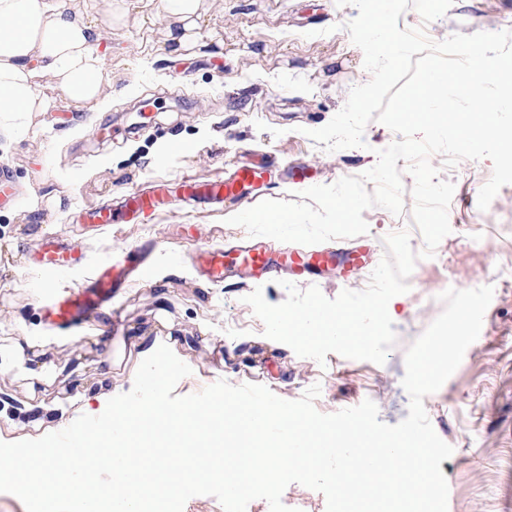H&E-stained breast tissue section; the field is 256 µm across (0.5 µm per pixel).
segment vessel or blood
<instances>
[{
    "mask_svg": "<svg viewBox=\"0 0 512 512\" xmlns=\"http://www.w3.org/2000/svg\"><path fill=\"white\" fill-rule=\"evenodd\" d=\"M309 171V165L302 162L279 169L272 162L258 158L236 166L232 173L221 179L205 182L193 178L182 180L175 192L158 185L124 193L113 204L85 209L82 220L95 228L111 224H138L177 199L211 206H220L227 201L255 200L264 194L265 186L272 177L302 183L309 180ZM151 253L152 247L148 244L122 250L112 259L100 263L78 288L53 294L41 306L46 327L52 331H68L85 324L100 309L111 304L113 293L142 278ZM335 261L336 256L330 250L286 249L273 254L257 242L203 249L191 257L193 267L214 283L223 282L232 273L267 282L291 266L310 271L332 265ZM82 262L83 253L76 244L56 237L42 239L30 257L31 267L43 273H63L75 269Z\"/></svg>",
    "mask_w": 512,
    "mask_h": 512,
    "instance_id": "obj_1",
    "label": "vessel or blood"
}]
</instances>
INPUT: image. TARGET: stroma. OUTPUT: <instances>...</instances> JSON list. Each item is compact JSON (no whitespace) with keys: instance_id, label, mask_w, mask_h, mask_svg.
Instances as JSON below:
<instances>
[{"instance_id":"35a3bbf8","label":"stroma","mask_w":512,"mask_h":512,"mask_svg":"<svg viewBox=\"0 0 512 512\" xmlns=\"http://www.w3.org/2000/svg\"><path fill=\"white\" fill-rule=\"evenodd\" d=\"M127 3V15L105 29L99 46L113 88L105 104L78 110L59 94L51 111L0 117V173L22 191L16 202L0 205V441L62 430L86 407L131 390L141 361L163 344L192 369L175 395L222 379L261 384L296 400L317 384L318 412L369 399L380 421L395 425L408 415L405 354L442 313L440 294L490 285L494 296L481 340L425 397L424 407L437 435L453 448L441 463L448 512H512V281L504 277L512 270V184L479 210L491 160L449 168L443 155H432L440 179L455 184L451 232L433 257L417 261L409 292L390 301L396 342L385 363L336 353L321 363L298 356L265 336L264 323L244 301L253 284L210 282L189 261L200 249L247 237L245 228L227 222L239 206H177L141 224L98 230L82 224L80 212L159 181L174 191L185 177H223L250 151L311 165L317 185L371 169L377 150L396 139L380 122L368 123L362 148L328 152L309 136L344 106L352 87L370 79L363 52L345 28L358 11L335 0H215L202 45L174 60L162 49L157 0ZM398 26L443 39L512 30V0H453L429 23L411 7ZM148 102L156 110L144 122L140 109ZM104 124L115 128L116 140L94 138ZM177 139L185 148L169 150ZM403 200L402 216L370 208L363 214L368 233L327 241V248L379 247L406 228L413 250H423L422 235L411 226L413 197L407 193ZM46 235L82 247L85 264L56 275L35 271L28 257ZM150 240L157 247L148 274L113 296L109 308L66 334L46 328L41 300L81 285L120 249Z\"/></svg>"}]
</instances>
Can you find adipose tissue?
<instances>
[{
	"mask_svg": "<svg viewBox=\"0 0 512 512\" xmlns=\"http://www.w3.org/2000/svg\"><path fill=\"white\" fill-rule=\"evenodd\" d=\"M161 9L167 53L178 57L197 46L207 0H161ZM120 10L117 0H0V115L49 111L54 100L44 78L75 107L103 105L100 21Z\"/></svg>",
	"mask_w": 512,
	"mask_h": 512,
	"instance_id": "1",
	"label": "adipose tissue"
}]
</instances>
